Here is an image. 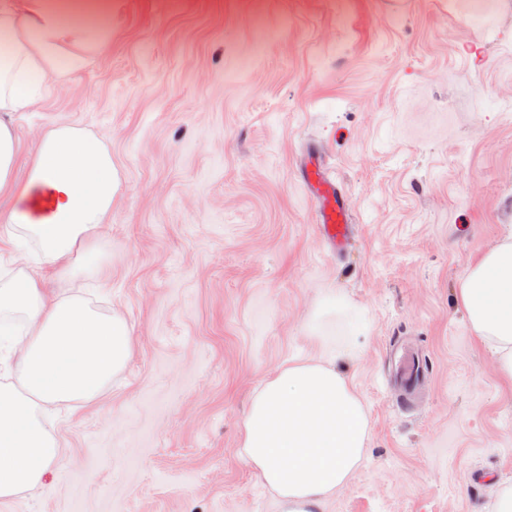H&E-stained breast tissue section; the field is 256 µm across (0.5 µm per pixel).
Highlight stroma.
Segmentation results:
<instances>
[{"label":"stroma","instance_id":"obj_1","mask_svg":"<svg viewBox=\"0 0 512 512\" xmlns=\"http://www.w3.org/2000/svg\"><path fill=\"white\" fill-rule=\"evenodd\" d=\"M59 123L109 149L120 187L110 279L47 288L125 318L131 353L98 398L51 407L46 494L0 512H282L242 425L289 357L320 358L332 289L365 316L338 368L369 437L313 512H488L512 482V379L459 288L512 225V0H112L111 44L15 113L21 159ZM313 150L352 214L340 252L300 177Z\"/></svg>","mask_w":512,"mask_h":512}]
</instances>
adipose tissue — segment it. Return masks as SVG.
I'll return each instance as SVG.
<instances>
[{
	"instance_id": "ef3b65f1",
	"label": "adipose tissue",
	"mask_w": 512,
	"mask_h": 512,
	"mask_svg": "<svg viewBox=\"0 0 512 512\" xmlns=\"http://www.w3.org/2000/svg\"><path fill=\"white\" fill-rule=\"evenodd\" d=\"M112 0H29L0 8V253L30 252L32 269L0 270V500L45 486L59 456L47 408L86 403L125 367L126 320L65 290L47 300L43 273L77 262L109 279L106 242L98 233L120 178L109 150L66 123L40 138L25 177L16 174L19 139L11 116L32 110L49 76L82 69L112 38ZM469 323L512 377V235L481 257L462 281ZM361 315L329 292L310 333L322 344L318 363L297 360L256 392L243 425L242 458L281 498L283 512H312L345 486L365 451V406L336 367L349 355Z\"/></svg>"
}]
</instances>
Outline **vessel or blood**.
<instances>
[{"label":"vessel or blood","mask_w":512,"mask_h":512,"mask_svg":"<svg viewBox=\"0 0 512 512\" xmlns=\"http://www.w3.org/2000/svg\"><path fill=\"white\" fill-rule=\"evenodd\" d=\"M303 175L320 204L319 231L322 239L335 250L344 248L349 240L348 204L337 193L335 183L327 176L321 157L309 153L303 166Z\"/></svg>","instance_id":"1"}]
</instances>
